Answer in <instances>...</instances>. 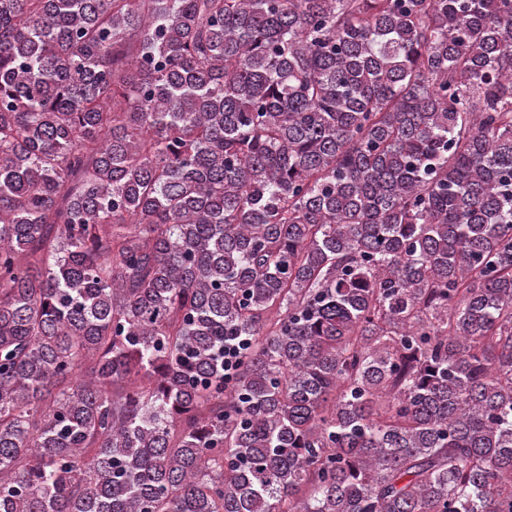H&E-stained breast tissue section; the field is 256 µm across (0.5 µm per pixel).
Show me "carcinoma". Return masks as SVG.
I'll return each instance as SVG.
<instances>
[{
	"mask_svg": "<svg viewBox=\"0 0 512 512\" xmlns=\"http://www.w3.org/2000/svg\"><path fill=\"white\" fill-rule=\"evenodd\" d=\"M0 512H512V0H0Z\"/></svg>",
	"mask_w": 512,
	"mask_h": 512,
	"instance_id": "carcinoma-1",
	"label": "carcinoma"
}]
</instances>
